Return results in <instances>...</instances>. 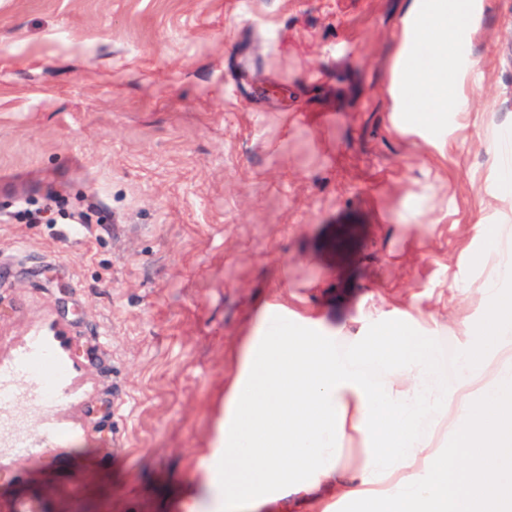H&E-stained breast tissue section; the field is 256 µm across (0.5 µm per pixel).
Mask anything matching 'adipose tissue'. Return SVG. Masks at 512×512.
Segmentation results:
<instances>
[{"instance_id":"obj_1","label":"adipose tissue","mask_w":512,"mask_h":512,"mask_svg":"<svg viewBox=\"0 0 512 512\" xmlns=\"http://www.w3.org/2000/svg\"><path fill=\"white\" fill-rule=\"evenodd\" d=\"M482 17L480 0L465 14L448 0H408L390 77L401 125L433 136L448 150V118L466 112L464 59ZM426 59H419V49ZM485 242L476 261L492 275L456 370L440 349L436 321L362 314L356 333L321 321H288L285 306L263 307L244 340L224 392L217 449L205 465L209 512H262L278 504L298 512L337 500L348 512H472L475 503L512 512V229L476 225ZM467 427L465 455L448 451V430ZM362 462H341L347 431ZM479 461L463 498L448 492L449 470Z\"/></svg>"}]
</instances>
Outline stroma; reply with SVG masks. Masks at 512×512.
I'll return each mask as SVG.
<instances>
[{
    "instance_id": "35a3bbf8",
    "label": "stroma",
    "mask_w": 512,
    "mask_h": 512,
    "mask_svg": "<svg viewBox=\"0 0 512 512\" xmlns=\"http://www.w3.org/2000/svg\"><path fill=\"white\" fill-rule=\"evenodd\" d=\"M405 8L0 0V375L21 394L1 507L185 512L267 303L432 316L457 352L473 227L512 221L488 153L512 132V0H484L444 155L391 123ZM34 337L52 357L13 373Z\"/></svg>"
}]
</instances>
